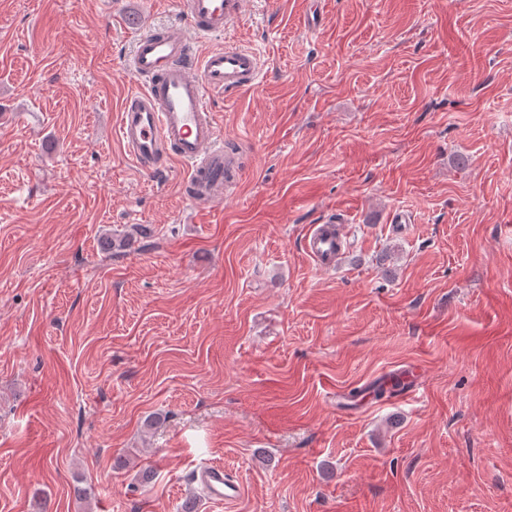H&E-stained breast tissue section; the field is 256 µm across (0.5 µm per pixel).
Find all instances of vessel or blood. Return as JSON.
I'll return each mask as SVG.
<instances>
[{
    "mask_svg": "<svg viewBox=\"0 0 512 512\" xmlns=\"http://www.w3.org/2000/svg\"><path fill=\"white\" fill-rule=\"evenodd\" d=\"M245 0H179L186 22L161 31H144L135 41L129 72L141 81L118 112L117 136L130 158L146 172L169 161L185 164V192L196 210L223 203L229 180L241 167L224 153V140L210 110L212 94L231 95L256 85L263 61L255 49L227 44L197 54L199 42L227 34L240 21ZM336 240L312 228L308 256L320 266L329 263ZM197 482L215 501L232 502L239 483L223 467L208 464Z\"/></svg>",
    "mask_w": 512,
    "mask_h": 512,
    "instance_id": "vessel-or-blood-1",
    "label": "vessel or blood"
}]
</instances>
